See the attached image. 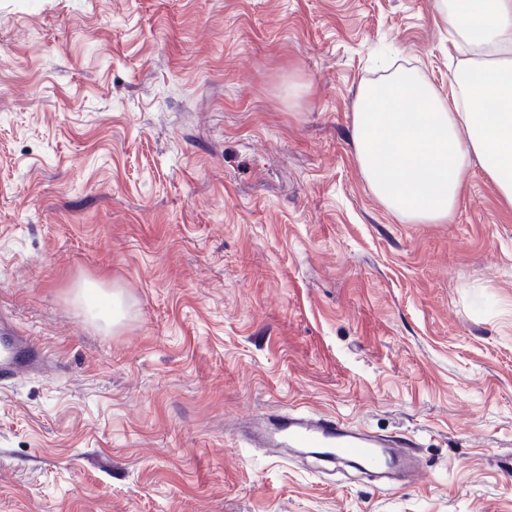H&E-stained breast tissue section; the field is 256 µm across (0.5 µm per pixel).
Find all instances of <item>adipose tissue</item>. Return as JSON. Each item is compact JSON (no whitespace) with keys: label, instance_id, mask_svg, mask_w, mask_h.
<instances>
[{"label":"adipose tissue","instance_id":"adipose-tissue-1","mask_svg":"<svg viewBox=\"0 0 512 512\" xmlns=\"http://www.w3.org/2000/svg\"><path fill=\"white\" fill-rule=\"evenodd\" d=\"M440 17L487 55L456 69L452 100L404 69L362 85L353 107L364 178L412 224L448 221L474 161L512 206V0H441Z\"/></svg>","mask_w":512,"mask_h":512}]
</instances>
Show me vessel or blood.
Wrapping results in <instances>:
<instances>
[{"label": "vessel or blood", "instance_id": "obj_1", "mask_svg": "<svg viewBox=\"0 0 512 512\" xmlns=\"http://www.w3.org/2000/svg\"><path fill=\"white\" fill-rule=\"evenodd\" d=\"M49 358L32 336L11 317L0 313V388L46 371ZM241 441L250 448L280 453L284 448H309L333 460L353 461L362 469L417 474L421 464L408 437L385 438L339 418L297 409L267 413L251 426Z\"/></svg>", "mask_w": 512, "mask_h": 512}]
</instances>
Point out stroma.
Listing matches in <instances>:
<instances>
[{
	"instance_id": "stroma-1",
	"label": "stroma",
	"mask_w": 512,
	"mask_h": 512,
	"mask_svg": "<svg viewBox=\"0 0 512 512\" xmlns=\"http://www.w3.org/2000/svg\"><path fill=\"white\" fill-rule=\"evenodd\" d=\"M479 53L437 0H0V308L64 367L0 388V512H512V208L475 162L406 223L351 131ZM280 407L421 471L235 445Z\"/></svg>"
}]
</instances>
